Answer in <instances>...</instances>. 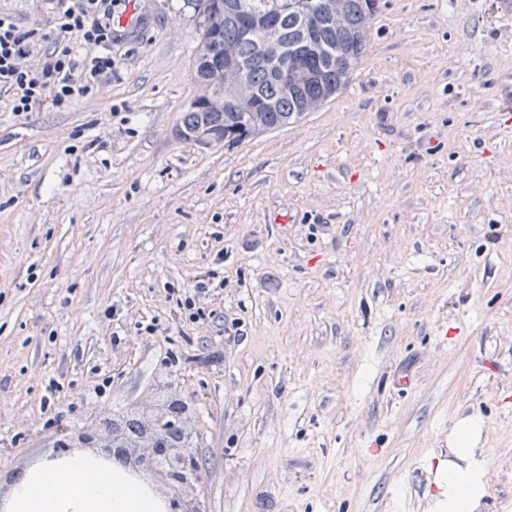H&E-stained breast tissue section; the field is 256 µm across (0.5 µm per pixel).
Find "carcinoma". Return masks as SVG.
Returning a JSON list of instances; mask_svg holds the SVG:
<instances>
[{"label": "carcinoma", "mask_w": 512, "mask_h": 512, "mask_svg": "<svg viewBox=\"0 0 512 512\" xmlns=\"http://www.w3.org/2000/svg\"><path fill=\"white\" fill-rule=\"evenodd\" d=\"M228 1L261 21L269 11L278 20L273 32L261 24L248 38L233 24H212L207 39L220 47L218 55L207 59L200 47L194 57L199 80L205 66L224 69L226 54L242 74V84L220 82L219 96L203 108L188 109L179 121L182 126L208 122L224 132L228 147L253 138L258 125L279 128L302 118L325 103V92L342 89L363 56L378 9V0H222ZM338 1L340 18L307 35L301 14L315 7L334 14Z\"/></svg>", "instance_id": "cac0c4a2"}]
</instances>
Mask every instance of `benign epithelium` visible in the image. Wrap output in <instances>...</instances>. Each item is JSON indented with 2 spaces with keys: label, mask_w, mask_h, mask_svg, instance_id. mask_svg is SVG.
Masks as SVG:
<instances>
[{
  "label": "benign epithelium",
  "mask_w": 512,
  "mask_h": 512,
  "mask_svg": "<svg viewBox=\"0 0 512 512\" xmlns=\"http://www.w3.org/2000/svg\"><path fill=\"white\" fill-rule=\"evenodd\" d=\"M176 137L208 149L224 144V135L207 123L179 126ZM194 405L175 392L110 418L99 416L94 427L60 433L59 451L101 448L99 455L137 475L148 477L167 499V512H201V475L194 452Z\"/></svg>",
  "instance_id": "7a95c632"
}]
</instances>
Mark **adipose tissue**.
<instances>
[{
  "label": "adipose tissue",
  "mask_w": 512,
  "mask_h": 512,
  "mask_svg": "<svg viewBox=\"0 0 512 512\" xmlns=\"http://www.w3.org/2000/svg\"><path fill=\"white\" fill-rule=\"evenodd\" d=\"M482 423L460 421L451 434L452 459L440 468L435 503L439 512H476L485 494L482 465L472 452ZM0 512H165L163 500L97 454L76 449L45 456L26 469Z\"/></svg>",
  "instance_id": "1"
}]
</instances>
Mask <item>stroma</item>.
<instances>
[{
  "instance_id": "obj_1",
  "label": "stroma",
  "mask_w": 512,
  "mask_h": 512,
  "mask_svg": "<svg viewBox=\"0 0 512 512\" xmlns=\"http://www.w3.org/2000/svg\"><path fill=\"white\" fill-rule=\"evenodd\" d=\"M0 11L49 33L57 4ZM135 11L72 107L0 95V498L169 374L203 512H428L469 418L476 512H512V0H379L345 90L213 149L174 134L202 93L192 7ZM209 269L181 329L168 291Z\"/></svg>"
}]
</instances>
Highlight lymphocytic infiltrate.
<instances>
[{
    "instance_id": "obj_1",
    "label": "lymphocytic infiltrate",
    "mask_w": 512,
    "mask_h": 512,
    "mask_svg": "<svg viewBox=\"0 0 512 512\" xmlns=\"http://www.w3.org/2000/svg\"><path fill=\"white\" fill-rule=\"evenodd\" d=\"M127 0H59L54 46L38 51L33 32L21 29L10 14L0 12V92L8 93L12 112L31 111L50 101L72 105L86 96L101 74L111 72L112 44L119 33L113 25L117 10ZM218 277L205 272L192 287L176 291L181 321L205 319L204 301Z\"/></svg>"
}]
</instances>
